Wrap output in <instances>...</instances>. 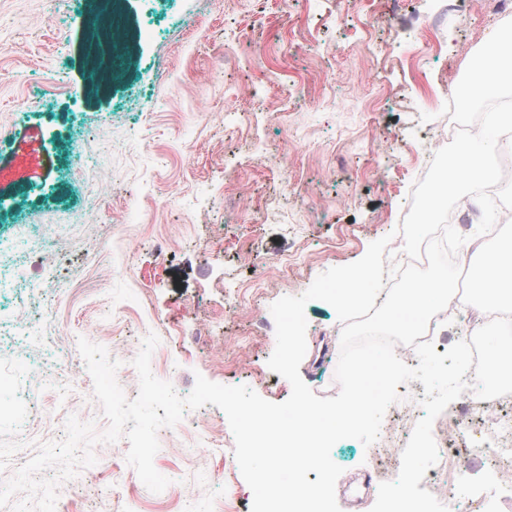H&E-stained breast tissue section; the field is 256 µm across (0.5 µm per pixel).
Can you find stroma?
Segmentation results:
<instances>
[{
	"label": "stroma",
	"mask_w": 512,
	"mask_h": 512,
	"mask_svg": "<svg viewBox=\"0 0 512 512\" xmlns=\"http://www.w3.org/2000/svg\"><path fill=\"white\" fill-rule=\"evenodd\" d=\"M504 21L458 0H0V484L69 415L108 423L78 351L111 359L159 339L153 374L188 394L196 375L280 403L267 365L271 305L398 233L433 155L428 137L474 53ZM301 254L293 287L239 260ZM46 270L34 280L27 256ZM246 308L231 314L237 289ZM300 376L337 396L342 324L309 302ZM31 325L50 351L34 348ZM247 336L251 363L224 358ZM26 354L38 375L18 374ZM216 441L199 439L198 422ZM149 491L129 443L59 486L56 512H250L224 413L206 405L158 432ZM373 448L338 441L342 480Z\"/></svg>",
	"instance_id": "obj_1"
}]
</instances>
